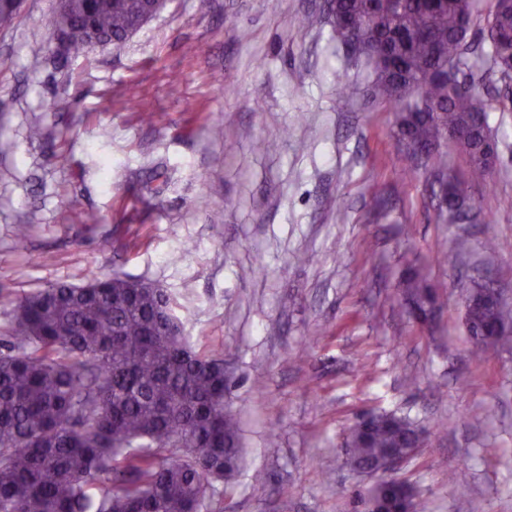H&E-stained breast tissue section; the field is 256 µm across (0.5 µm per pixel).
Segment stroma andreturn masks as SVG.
<instances>
[{"mask_svg": "<svg viewBox=\"0 0 512 512\" xmlns=\"http://www.w3.org/2000/svg\"><path fill=\"white\" fill-rule=\"evenodd\" d=\"M494 4L477 0L474 70ZM370 80L327 0H167L80 56L58 47L54 0L0 27V323L58 281L166 290L190 343L230 357L243 458L226 512H364L343 443L383 410L427 430L401 476L429 512H512V349L474 359L461 301L486 278L512 302V96L489 76L484 180L444 151L468 183L455 222ZM411 268L439 288L432 321L405 312Z\"/></svg>", "mask_w": 512, "mask_h": 512, "instance_id": "stroma-1", "label": "stroma"}]
</instances>
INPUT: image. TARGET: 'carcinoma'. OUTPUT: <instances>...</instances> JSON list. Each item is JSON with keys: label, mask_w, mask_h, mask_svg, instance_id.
Wrapping results in <instances>:
<instances>
[{"label": "carcinoma", "mask_w": 512, "mask_h": 512, "mask_svg": "<svg viewBox=\"0 0 512 512\" xmlns=\"http://www.w3.org/2000/svg\"><path fill=\"white\" fill-rule=\"evenodd\" d=\"M137 0H68L74 22L66 53L87 54L100 42L136 33ZM476 0H329L330 19L345 18L369 42L363 57L373 74L372 97L403 99L402 145H450L473 159L493 152L484 142L486 106L469 75L463 88L448 66L466 65L467 31ZM487 55L500 80L512 81V3L495 0ZM467 193L448 181L442 207L460 218ZM477 296L469 310L474 355L482 337L512 346V308ZM414 318L436 304L435 290L418 274L403 283ZM170 298L131 287L111 275L83 285L56 283L14 301L0 326V512H224L219 485L237 473L242 448L237 421L224 411L229 382L224 354H208L183 336H167L157 316ZM418 425L381 412L350 432L351 467L374 465L416 440ZM383 512H428L422 500L404 504L393 480L380 485Z\"/></svg>", "instance_id": "cac0c4a2"}]
</instances>
